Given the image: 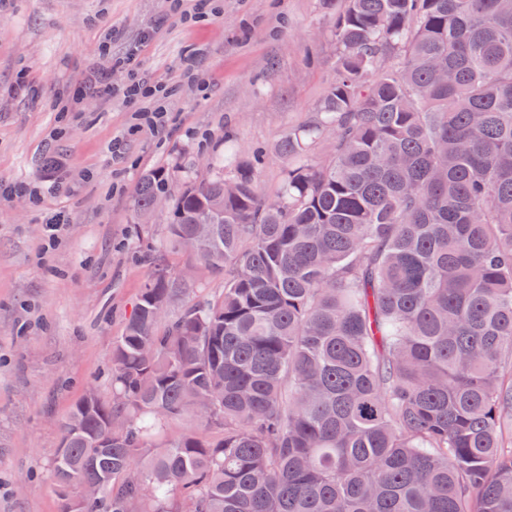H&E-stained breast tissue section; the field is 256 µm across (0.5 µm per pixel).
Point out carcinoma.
Returning <instances> with one entry per match:
<instances>
[{"label":"carcinoma","mask_w":512,"mask_h":512,"mask_svg":"<svg viewBox=\"0 0 512 512\" xmlns=\"http://www.w3.org/2000/svg\"><path fill=\"white\" fill-rule=\"evenodd\" d=\"M333 36L276 196L233 153L173 191L170 245L212 224L189 257L224 289L142 288L112 400L62 425L60 512H512V0H342Z\"/></svg>","instance_id":"obj_1"}]
</instances>
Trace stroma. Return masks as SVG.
<instances>
[{"instance_id":"1","label":"stroma","mask_w":512,"mask_h":512,"mask_svg":"<svg viewBox=\"0 0 512 512\" xmlns=\"http://www.w3.org/2000/svg\"><path fill=\"white\" fill-rule=\"evenodd\" d=\"M212 2L194 22L173 0H0V184L39 192L0 201V512H59L49 467L62 423L87 390L111 400L112 345L144 284L189 261L169 244L167 207L136 218L141 176L198 180L231 148L258 160L273 195L284 169L273 144L335 79L325 0ZM138 41L137 66L114 67ZM97 70L110 72L112 98L73 100ZM142 77L169 90L163 134L127 133L133 112L153 107L121 95ZM51 156L65 162L53 174ZM57 213L66 230L47 253L45 220Z\"/></svg>"}]
</instances>
